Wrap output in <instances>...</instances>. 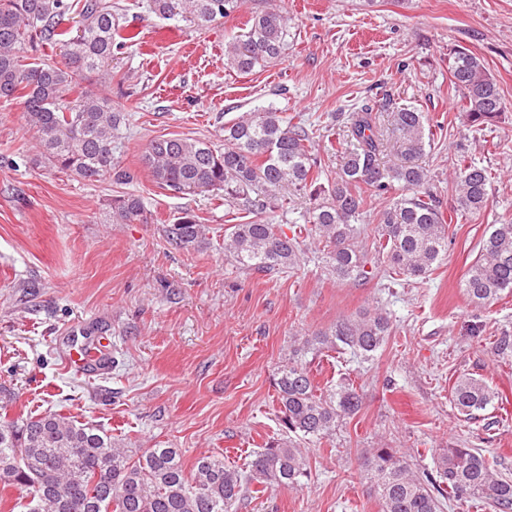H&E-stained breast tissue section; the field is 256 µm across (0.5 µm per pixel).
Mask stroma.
I'll return each mask as SVG.
<instances>
[{
    "mask_svg": "<svg viewBox=\"0 0 512 512\" xmlns=\"http://www.w3.org/2000/svg\"><path fill=\"white\" fill-rule=\"evenodd\" d=\"M269 1L241 0L200 28L154 13L149 0H112L136 36L112 57L128 184L49 167L21 105L0 103V390L10 395L0 410L75 417L134 455L175 448L188 470L203 455L242 468L282 432L278 368L305 337L377 304L392 330L374 354L302 350L320 390L353 381L359 412L309 443L301 486L247 493L237 512H381L360 466L381 447L405 452L419 471L443 448H476L512 476V350L495 349L512 336V294L478 307L460 286L491 225L512 221V0H277L292 20L282 59L247 75L225 68V40ZM457 47L498 81L507 103L498 122L476 125L462 112L448 73ZM383 93L428 114L433 139L419 163L444 203L455 195V160L491 177L488 208L453 216L447 254L420 278L390 282L382 257L369 282L341 284L311 251L292 270L244 271L224 251L241 210L161 188L141 162L153 138L220 145L225 122L271 106L310 123L332 174L347 146L335 114ZM125 192L141 197L149 223H109L113 196ZM186 211L205 237L181 248L167 229ZM77 342L104 347L110 368L68 370L64 355ZM463 374L496 393L472 420L450 401Z\"/></svg>",
    "mask_w": 512,
    "mask_h": 512,
    "instance_id": "stroma-1",
    "label": "stroma"
}]
</instances>
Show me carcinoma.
<instances>
[{
    "mask_svg": "<svg viewBox=\"0 0 512 512\" xmlns=\"http://www.w3.org/2000/svg\"><path fill=\"white\" fill-rule=\"evenodd\" d=\"M239 0H150L161 16L185 15L207 27L230 16ZM80 8L75 35L59 29L73 6ZM288 21L270 9L250 16L243 32L224 44V66L240 74L276 63L288 46ZM135 41L112 13V0H0V102L18 101L42 155L52 167L86 182L110 179L126 184L130 171L114 158L124 113L112 109L113 50ZM49 45L59 58L30 61V53ZM450 81L462 94L469 120L491 124L507 104L484 62L466 48L452 53ZM96 83L101 92L88 85ZM386 119L361 104L336 114L349 148L336 177L327 185L315 143L304 120L292 122L272 106L259 107L224 124V147L192 138H157L146 145L141 161L153 180L178 194L224 193L254 219L233 224L224 249L240 268L270 272L294 268L304 238L327 248L329 273L342 284L362 285L374 276L375 262L359 246L367 196L381 201L376 212L374 251L386 254L394 270L407 277L428 273L448 251V227L441 198L425 188L428 172L419 165L386 164L385 130L396 136L400 154H423L428 138L423 112L388 102ZM457 194L451 208L471 215L490 203V177L476 164H458ZM306 195L313 206L302 223L283 228L258 217L284 195ZM114 224H146L140 197L112 198ZM204 230L185 212L168 229L184 248L200 242ZM462 288L482 307L512 293V222L492 225L479 256L466 271ZM391 333L379 309L363 310L336 324L330 334L305 345H336L356 354L376 352ZM275 388L280 422L294 438L270 440L255 452L248 470L202 456L192 473L183 469L175 448H149L137 460L112 442V435L60 414L0 418V485L19 491L20 512H233L253 482L270 488L296 487L310 476L302 440H320L336 423L356 413L361 398L352 383L317 393L307 367L290 359L278 369ZM495 393L480 378L458 377L451 401L470 419L484 410ZM382 502V512H442L443 503L467 501L512 512V479L502 476L477 448H444L431 470L418 473L393 448H374L364 457Z\"/></svg>",
    "mask_w": 512,
    "mask_h": 512,
    "instance_id": "1",
    "label": "carcinoma"
}]
</instances>
